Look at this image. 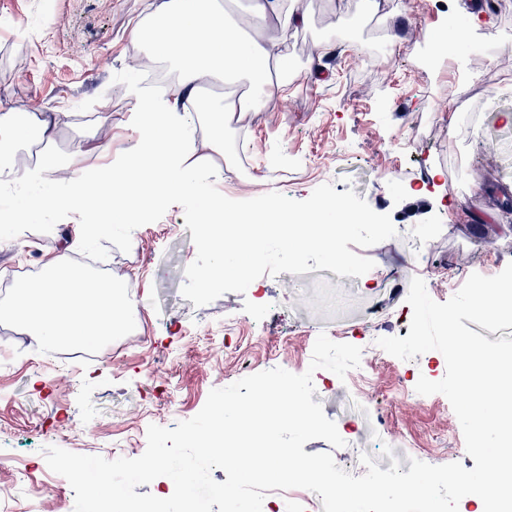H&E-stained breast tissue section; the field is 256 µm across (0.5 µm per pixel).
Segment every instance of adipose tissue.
<instances>
[{
	"mask_svg": "<svg viewBox=\"0 0 512 512\" xmlns=\"http://www.w3.org/2000/svg\"><path fill=\"white\" fill-rule=\"evenodd\" d=\"M308 24V16L286 0H248L234 20L219 0H153L146 20L128 31V71L139 73L165 60L178 76L161 98L130 84V109L123 122L130 134L122 148L113 146L107 117L92 136L97 167L40 158L21 169L16 165L19 146L34 135L54 143L56 115L21 107L0 117V176L5 179L0 187L14 197L8 221L24 223L40 212L63 211L78 245L107 236L118 225L136 226L144 213L172 197L204 194L211 181L224 175L213 156L227 154L228 133L273 101L287 100L291 39ZM242 79L249 83L248 92H233ZM206 87L225 94L203 108L199 93ZM238 219L223 199H208L202 247L211 260L199 272L201 287L221 282L228 271L244 275L241 251L256 261L266 259L258 235L247 237L245 247H225L216 228ZM135 312L127 278H93L64 252L45 262L42 278L20 284L0 305V317L23 325L41 344L111 339Z\"/></svg>",
	"mask_w": 512,
	"mask_h": 512,
	"instance_id": "ef3b65f1",
	"label": "adipose tissue"
}]
</instances>
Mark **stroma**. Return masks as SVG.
<instances>
[{
    "mask_svg": "<svg viewBox=\"0 0 512 512\" xmlns=\"http://www.w3.org/2000/svg\"><path fill=\"white\" fill-rule=\"evenodd\" d=\"M149 0H0V21L32 20L35 38L20 40L0 24V114L19 105L56 113L59 159L77 157L89 167V134L99 116L120 118L129 109L127 28L143 18ZM480 0H413L396 23L410 29L392 76L366 72V46L338 40L333 63L320 75L291 79L287 101L260 113L246 137L252 148L245 168L224 189L234 200L271 191L307 199L320 185L354 190L378 213L390 215L395 237L361 249L373 268L359 277L328 269L260 277V291L228 292L197 307L182 295L185 269L197 250L181 206L160 222L138 227L133 244L107 236L98 252L109 263L99 277L129 275L138 312L126 331L100 344L61 343L57 366L37 350L27 329L0 319V486L32 469L28 497L14 512H73L74 492L59 481L43 450L55 445L86 455H106L112 444L145 439L149 425L175 427L195 416L212 389L283 368L307 371L319 333L361 347L372 357L381 337H406L412 319L410 281L421 278L429 296L448 299L480 268L512 263V56L477 70L441 59L433 37L454 20L479 16L485 26L476 46L490 35L512 44V0L500 15L480 9ZM308 29L298 31L297 65L342 16L345 28H362V0H306ZM441 177L431 178L432 169ZM420 205L407 203L416 190ZM497 220L472 222L484 209ZM71 229L43 212L19 226L0 223V280L41 276L49 256L63 250ZM446 360L439 351L412 360L374 359L371 392L357 397L349 382L316 385L312 396L333 420L344 447L322 439L306 453L331 452L354 476L365 474L361 454L380 469L411 460L432 465L475 466L448 399L427 402L412 395L425 375L440 380ZM385 440L391 455L376 443Z\"/></svg>",
    "mask_w": 512,
    "mask_h": 512,
    "instance_id": "obj_1",
    "label": "stroma"
}]
</instances>
